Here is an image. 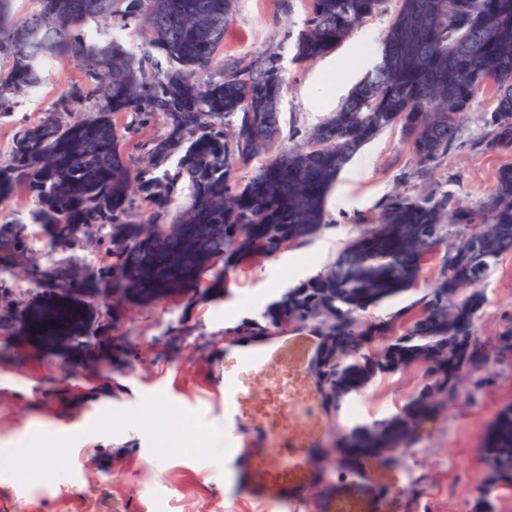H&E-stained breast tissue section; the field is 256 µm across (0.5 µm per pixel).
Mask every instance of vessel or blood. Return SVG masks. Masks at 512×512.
Instances as JSON below:
<instances>
[{"mask_svg": "<svg viewBox=\"0 0 512 512\" xmlns=\"http://www.w3.org/2000/svg\"><path fill=\"white\" fill-rule=\"evenodd\" d=\"M324 341L311 330L253 336L224 349V428L247 450L233 456L238 496L283 512H404L400 494L383 485L370 455L354 475L335 481L312 465L324 442V397L318 369ZM264 386V399L254 389ZM291 418H283L284 408Z\"/></svg>", "mask_w": 512, "mask_h": 512, "instance_id": "b4317fda", "label": "vessel or blood"}]
</instances>
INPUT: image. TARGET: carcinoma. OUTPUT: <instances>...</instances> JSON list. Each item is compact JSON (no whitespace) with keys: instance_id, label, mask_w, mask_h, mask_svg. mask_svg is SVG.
Returning <instances> with one entry per match:
<instances>
[{"instance_id":"carcinoma-1","label":"carcinoma","mask_w":512,"mask_h":512,"mask_svg":"<svg viewBox=\"0 0 512 512\" xmlns=\"http://www.w3.org/2000/svg\"><path fill=\"white\" fill-rule=\"evenodd\" d=\"M39 12L14 21L0 0V111L41 81L40 61L74 58L82 80L58 98L43 120L18 129L8 161L0 165V271L30 251L16 229L11 203L20 191L33 217L62 249L99 239L109 245L98 268L80 283L59 266L29 268L30 283L52 281L56 294L33 310L68 308L67 289H119L141 297L196 286L200 273L224 263L234 268L257 253L277 254L283 239L299 245L326 223V200L358 150L400 127L420 171H428L458 139L478 94L493 89L488 113L492 148L512 150V0H400L382 41L380 60L349 90L341 106L305 134L282 144L279 106L285 85L274 63L219 67L224 31L236 0H39ZM386 0H309L294 60L314 61L335 49ZM144 19L147 38L138 55L81 32L96 18ZM167 63L158 68L154 54ZM55 112H76L63 125ZM144 121L160 114L167 133L152 140L147 169H133L123 153L118 115ZM178 156L176 171L167 165ZM187 183L188 203L172 210L175 187ZM137 185L150 209L129 220V193ZM481 231L461 236L458 226ZM443 252L439 276L420 300L393 319L365 323L360 314L413 289L424 256ZM512 252V166L498 171L488 194L472 204L434 193L388 195L372 228L349 240L323 272L288 289L253 323L262 336L291 320L318 322V334L337 337V362L322 370L331 392L359 391L375 374L416 362L427 382L400 413L355 426L346 447L390 448L406 434L402 421L426 413L432 391L457 395L463 372L483 370L488 354L470 352L426 363L460 336L476 335L484 305L480 286L500 258ZM390 337L379 355L363 352L354 337ZM496 480L512 483V407L500 411L484 442Z\"/></svg>"}]
</instances>
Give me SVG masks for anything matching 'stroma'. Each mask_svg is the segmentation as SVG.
I'll return each instance as SVG.
<instances>
[{
  "label": "stroma",
  "instance_id": "1",
  "mask_svg": "<svg viewBox=\"0 0 512 512\" xmlns=\"http://www.w3.org/2000/svg\"><path fill=\"white\" fill-rule=\"evenodd\" d=\"M399 0L360 24L329 54L306 64L293 61L294 44L308 18L307 0H236L234 20L224 34L219 58L225 64L275 59L286 78L280 103L282 135L302 142L309 128L336 111L352 84L375 64ZM102 42L121 33L128 51L140 53L146 29L138 19L113 16L85 24ZM81 73L72 58L48 56L36 91L17 94L0 112V164L7 161L15 131L41 119ZM495 99H475L459 139L431 171L420 172L399 129L365 144L340 174L326 200L327 222L306 244L241 264L228 285H212L205 272L199 288L162 294L150 301L128 299L112 290L95 296L74 289L76 304L92 309L83 336H58L35 347L25 322L42 289L20 270L0 273L10 289L0 299V471L12 478L0 490L7 512H28L39 500L54 512L61 497L83 504V512H279L278 507L236 497L230 460L244 447L224 431V348L231 343L229 301L243 306V319H257L268 304L319 274L345 242L361 231V217L377 213L381 201L399 192L447 193L463 203L483 198L499 168L512 163V150L488 147L485 117ZM167 131L161 117L126 132L123 151L132 167H144L145 148ZM104 246L85 242L52 248L33 238L29 256L49 267L79 259L97 265ZM431 258L409 293L369 309L368 322L390 319L428 292L440 271ZM485 304L477 322L489 362L480 375L462 374L456 399L425 415L411 436L380 463L379 476L400 474L397 489L405 512H473L489 493L496 512H512V489L492 480L481 448L499 412L512 405V348L501 333L512 327V253L504 255L482 287ZM425 382L417 364L377 374L357 393L325 404L326 447L318 464L329 477H347L352 465L338 447L350 429L400 412Z\"/></svg>",
  "mask_w": 512,
  "mask_h": 512
}]
</instances>
